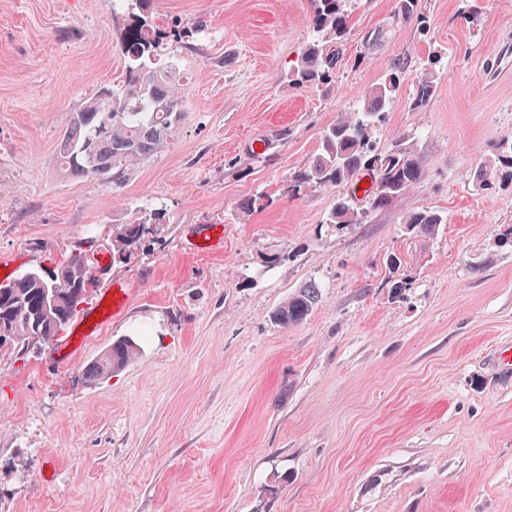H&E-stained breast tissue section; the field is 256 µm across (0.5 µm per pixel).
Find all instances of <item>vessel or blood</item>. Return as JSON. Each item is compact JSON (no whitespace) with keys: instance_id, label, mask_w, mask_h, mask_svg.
<instances>
[{"instance_id":"vessel-or-blood-1","label":"vessel or blood","mask_w":512,"mask_h":512,"mask_svg":"<svg viewBox=\"0 0 512 512\" xmlns=\"http://www.w3.org/2000/svg\"><path fill=\"white\" fill-rule=\"evenodd\" d=\"M224 242V227L211 224L200 233L194 247L203 253H212ZM133 301V292L126 284L114 282L104 288L100 300L84 309L76 321L70 336L54 345L58 365H68L85 347L87 342L112 319L122 315Z\"/></svg>"}]
</instances>
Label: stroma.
I'll return each instance as SVG.
<instances>
[{
	"label": "stroma",
	"mask_w": 512,
	"mask_h": 512,
	"mask_svg": "<svg viewBox=\"0 0 512 512\" xmlns=\"http://www.w3.org/2000/svg\"><path fill=\"white\" fill-rule=\"evenodd\" d=\"M422 6L428 34L404 26L358 65L360 33L393 0H356L325 97L286 79L315 37L311 0H154L157 25L194 34L161 49L183 116L116 187L62 177L55 156L71 113L122 78L126 0H0V261L20 273L110 247L142 210L162 218L91 289L94 302L121 280L134 299L68 366L45 349L0 355V512H512V368L494 362L512 346V249L498 244L512 224V0ZM434 55L440 85L412 109ZM399 56L414 67L371 138H413L424 178L336 230L342 188L298 193L292 176ZM259 196L265 208L242 212ZM410 208L448 222L410 237ZM207 224L224 227L215 254L191 248ZM395 254L399 297L385 286ZM310 284L307 319L276 326ZM122 336L141 357L86 382ZM319 301V288L308 285L299 288L272 313L274 323L281 328H288L302 323Z\"/></svg>",
	"instance_id": "35a3bbf8"
}]
</instances>
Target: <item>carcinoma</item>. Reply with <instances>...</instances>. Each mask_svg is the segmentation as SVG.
<instances>
[{"label":"carcinoma","instance_id":"obj_1","mask_svg":"<svg viewBox=\"0 0 512 512\" xmlns=\"http://www.w3.org/2000/svg\"><path fill=\"white\" fill-rule=\"evenodd\" d=\"M138 12L124 32L120 44L127 59L122 84L104 86L72 112L70 123L58 142L57 162L62 175L82 179L109 176L112 184L121 185L130 171L149 156L166 148L174 140L183 108L179 70L170 61L157 64L161 47L168 42L181 43L189 34L155 25L151 18L152 0H132ZM346 0H312L314 31L319 36L305 46L288 82L309 86L328 96L336 86L340 66L351 26ZM411 25L419 33L429 31V19L421 0H396L388 21L361 36L359 62L368 54L382 49L396 29ZM408 69V62H393L379 82L362 99L358 111L340 115L323 131L321 149L315 159L300 168L292 177L296 192L321 187L343 186L354 176L367 171L373 174L369 207H357L348 195L338 199L327 223L338 230L367 222L368 214L387 209L401 201L423 178V158L412 139L402 137L387 150L378 149L368 130L384 119ZM441 81V74L428 67L412 88L410 104L417 110L426 107ZM408 234L416 238H431L442 224L443 213L431 208H414L401 216ZM152 224L159 230L160 216L150 214L138 222L121 224L112 235L109 253L112 262L127 259L146 245L142 225ZM87 260L84 249L56 264V270H68L64 275L46 276L42 269H31L32 276L23 273L11 279L13 285L0 289V336L10 341V347L0 346L11 354H25L34 336L43 344L55 341L66 331L78 314L77 305L86 302L87 290L80 274ZM59 299L53 311L45 309L46 290ZM319 301V288L310 284L296 290L272 313L274 323L288 328L302 323ZM141 347L132 336H124L112 344L84 368L90 382L101 380L121 371L134 362Z\"/></svg>","mask_w":512,"mask_h":512}]
</instances>
